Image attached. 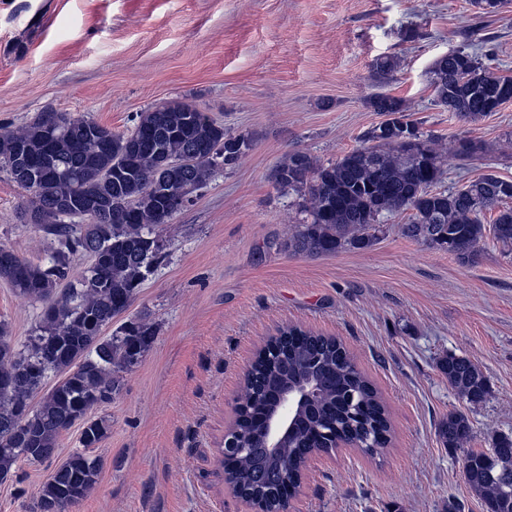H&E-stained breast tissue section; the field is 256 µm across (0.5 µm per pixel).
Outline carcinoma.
<instances>
[{
    "instance_id": "carcinoma-1",
    "label": "carcinoma",
    "mask_w": 512,
    "mask_h": 512,
    "mask_svg": "<svg viewBox=\"0 0 512 512\" xmlns=\"http://www.w3.org/2000/svg\"><path fill=\"white\" fill-rule=\"evenodd\" d=\"M436 101L467 121L494 111L504 92L512 94V78L502 76L472 54L458 50L437 61L432 75ZM377 112L396 115L412 126L403 104L378 95ZM53 142L46 171L36 185L27 184L18 168L20 149H39ZM232 135L198 106L174 102L137 113L127 132L88 118L46 110L17 127L0 126V169L29 192L24 207L50 245L45 263H33L12 253L20 270L8 283L19 294L43 304L36 335L21 349L12 347L9 330L0 322V476L18 461L51 458L61 436L82 422L79 443L42 486L37 503L49 512L58 500L73 495L81 501L93 489L99 459L88 455L106 439V419H88L94 407L112 400L121 390L120 374L131 368L133 351H146L155 336L153 324L141 318L102 334L112 320L131 305L138 288L153 273L162 255L143 250V242L158 236L165 224L169 196L179 190L197 192L215 173L209 153L224 148ZM443 175L433 140L412 147L382 142L371 129L363 144L340 160L323 165L306 152H294L274 170V182L300 194L302 218L284 247L295 254L332 255L346 249L364 250L377 240L379 217L402 209L414 211L402 234L428 247L443 249L462 262L477 256L480 243L491 234L496 243L512 248V209L499 211L485 227L480 215L512 194V180L484 175L449 193L429 188ZM101 203L89 221L70 217L64 206L74 199ZM89 265L73 277V257ZM277 351L260 358L245 378L244 396L229 436L245 443L244 452L226 469V482L247 502L278 512L284 500L301 486L310 458L332 450L319 431L336 441L369 445L367 453L383 450L391 423L377 390L356 368L343 344L298 326L279 331ZM33 365L46 369L45 379H33ZM438 368L468 402L487 394V380L472 361L450 353ZM313 378L320 398L302 411L300 425L273 457L262 448L253 417L272 404V380ZM55 380L49 384V380ZM471 426L461 412L448 414L439 435L450 448H461ZM484 457L473 458L468 485L485 512H512V492L489 475Z\"/></svg>"
}]
</instances>
